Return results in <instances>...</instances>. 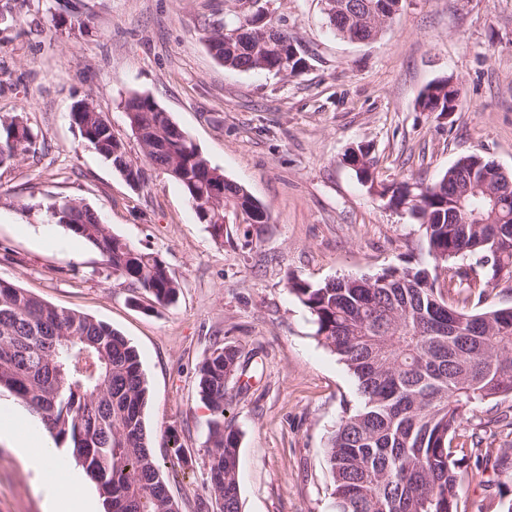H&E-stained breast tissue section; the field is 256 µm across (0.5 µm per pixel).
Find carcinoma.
<instances>
[{
	"mask_svg": "<svg viewBox=\"0 0 512 512\" xmlns=\"http://www.w3.org/2000/svg\"><path fill=\"white\" fill-rule=\"evenodd\" d=\"M338 2L340 11L328 23L342 39L374 40L397 12L396 0ZM240 27L235 15L205 35L224 67L303 74L305 56L283 63L297 41L294 33L250 48L224 33ZM460 101L461 89L448 77L427 85L418 106L445 112ZM122 105L131 130L145 131L139 140L145 158L181 187L213 237H224V207L208 206L210 187L219 180L224 203L269 223L267 207L211 166L153 98L132 93ZM69 118L116 171L128 168L145 184V171L93 103L77 101ZM22 123L18 113L0 115V166L36 153V141L16 139ZM345 161L374 188L368 149L349 150ZM380 196L420 221L431 267L406 265L317 286L288 278L289 292L309 310L317 335L357 386L359 405L341 417L326 448L335 509L458 512L461 426L480 405L512 396V306L489 303L501 283L512 282V173L471 154L433 184H384ZM47 212L97 250L112 275L159 304L176 300L180 285L165 262L112 234L87 204L69 199ZM467 256L481 266L476 277L456 265ZM247 366L238 347L225 345L197 371L198 393L210 411L206 489L217 512H240V433L225 420L224 390ZM0 388L39 415L55 448L95 474L105 512H179L146 426L149 387L140 356L112 326L0 280ZM162 440L184 459L176 431H165Z\"/></svg>",
	"mask_w": 512,
	"mask_h": 512,
	"instance_id": "carcinoma-1",
	"label": "carcinoma"
}]
</instances>
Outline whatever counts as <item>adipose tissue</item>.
I'll return each instance as SVG.
<instances>
[{
	"instance_id": "adipose-tissue-1",
	"label": "adipose tissue",
	"mask_w": 512,
	"mask_h": 512,
	"mask_svg": "<svg viewBox=\"0 0 512 512\" xmlns=\"http://www.w3.org/2000/svg\"><path fill=\"white\" fill-rule=\"evenodd\" d=\"M11 438L14 448L24 456L28 468L44 477L48 512H101V504L88 490L82 473L61 462L50 448L44 431L27 426L17 431L11 420L0 421V436Z\"/></svg>"
}]
</instances>
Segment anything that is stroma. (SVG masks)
<instances>
[{
  "label": "stroma",
  "instance_id": "1",
  "mask_svg": "<svg viewBox=\"0 0 512 512\" xmlns=\"http://www.w3.org/2000/svg\"><path fill=\"white\" fill-rule=\"evenodd\" d=\"M0 0V114L21 113L37 151L0 167V280L49 304L104 321L140 354L150 390L148 429L176 428L189 463L155 453L181 512H216L206 490L210 413L196 373L232 344L249 371L226 385L240 433L241 512H334L328 437L358 401L347 367L323 345L309 310L287 288L428 264L424 230L362 185L342 157L370 147L376 181L434 183L476 154L512 172V0H403L377 40L328 28L321 0H271L309 56L295 78L224 68L208 24L227 0ZM88 21L79 28L77 18ZM453 77L454 112H424L419 93ZM152 97L225 178L267 206L266 224L226 209L223 238L198 222L183 191L146 167L131 187L70 124L93 101L132 157L141 149L122 108ZM78 199L112 234L158 254L180 291L155 303L112 275L49 204ZM458 512H501L512 500V398L480 405ZM33 473L0 440V512H43Z\"/></svg>",
  "mask_w": 512,
  "mask_h": 512
}]
</instances>
